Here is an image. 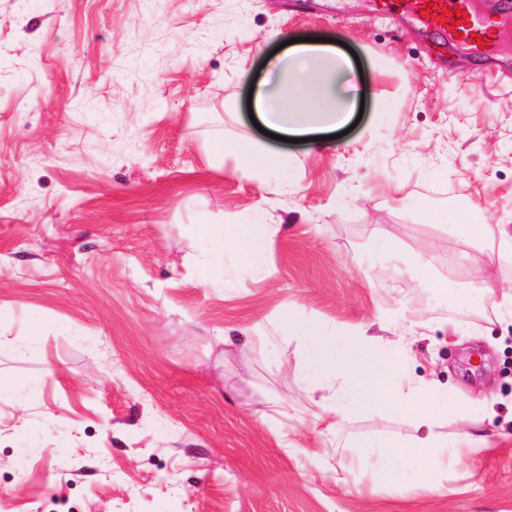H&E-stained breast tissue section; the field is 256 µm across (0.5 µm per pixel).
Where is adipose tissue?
<instances>
[{
  "instance_id": "ef3b65f1",
  "label": "adipose tissue",
  "mask_w": 512,
  "mask_h": 512,
  "mask_svg": "<svg viewBox=\"0 0 512 512\" xmlns=\"http://www.w3.org/2000/svg\"><path fill=\"white\" fill-rule=\"evenodd\" d=\"M348 59L336 49L301 42L287 46L275 63L273 79L260 83L254 94L259 121L286 137L334 132L351 118L355 96L349 91ZM214 153L234 157L237 169L251 173L261 183L284 193L291 186L290 164L278 154L250 139L212 144ZM460 244L462 262L471 263L477 244H490L512 251V228L473 223L469 214L458 211L445 216ZM275 224H239L231 244L239 260L258 279L270 278L261 258ZM275 320L279 330L296 340L301 352L299 380L307 395L320 407L312 421L314 429L326 433L349 417L363 412H399L416 430L409 437H379L363 443L357 460L369 457L393 462L404 493L422 489L436 491V484L416 483L415 475L438 472L448 461L449 442L444 424L459 414L448 393L431 380L415 378L407 371L413 359L410 345H400L397 362H389L385 342L357 326L343 333L299 318L292 310L280 311Z\"/></svg>"
}]
</instances>
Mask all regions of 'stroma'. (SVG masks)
<instances>
[{"mask_svg": "<svg viewBox=\"0 0 512 512\" xmlns=\"http://www.w3.org/2000/svg\"><path fill=\"white\" fill-rule=\"evenodd\" d=\"M381 2L0 0V512H512V317L475 301L512 256L451 266L453 236L402 207L512 225V7L472 0L505 27L478 55ZM284 33L359 60L362 116L320 149L252 121ZM244 136L290 155V193L213 155ZM261 214L282 225L265 280L219 251ZM285 306L392 345L422 313L410 371L488 448L447 427L439 492L406 498L379 462L349 467L351 442L412 427L314 430L299 347L273 327Z\"/></svg>", "mask_w": 512, "mask_h": 512, "instance_id": "stroma-1", "label": "stroma"}]
</instances>
